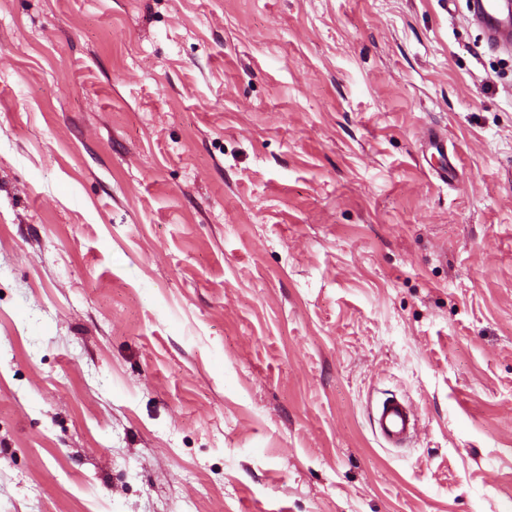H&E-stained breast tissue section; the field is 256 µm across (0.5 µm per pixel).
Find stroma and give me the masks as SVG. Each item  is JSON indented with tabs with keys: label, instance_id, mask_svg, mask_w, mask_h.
<instances>
[{
	"label": "stroma",
	"instance_id": "stroma-1",
	"mask_svg": "<svg viewBox=\"0 0 512 512\" xmlns=\"http://www.w3.org/2000/svg\"><path fill=\"white\" fill-rule=\"evenodd\" d=\"M467 5L0 0V512H512ZM374 422L384 441L395 447H402L417 426V420L409 402L396 397L386 399L376 409Z\"/></svg>",
	"mask_w": 512,
	"mask_h": 512
}]
</instances>
